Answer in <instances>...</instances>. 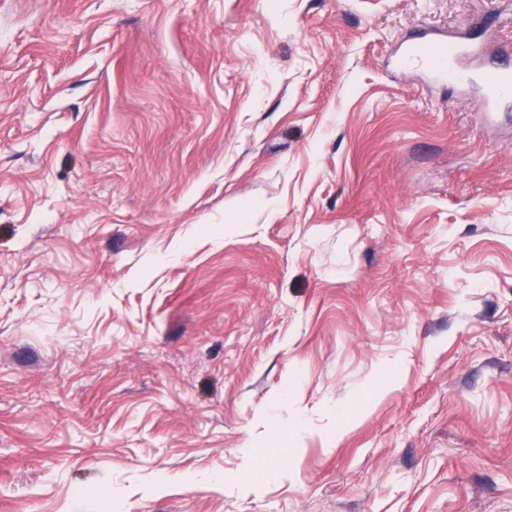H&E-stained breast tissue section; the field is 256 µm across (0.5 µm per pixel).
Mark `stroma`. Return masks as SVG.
Returning a JSON list of instances; mask_svg holds the SVG:
<instances>
[{
	"label": "stroma",
	"mask_w": 512,
	"mask_h": 512,
	"mask_svg": "<svg viewBox=\"0 0 512 512\" xmlns=\"http://www.w3.org/2000/svg\"><path fill=\"white\" fill-rule=\"evenodd\" d=\"M434 30L512 0H0V512H512V119ZM478 50L447 38H434L425 44H414L400 60L403 67H420L448 83V86L466 88L479 80L483 91V108L497 112L501 103L512 100V68L502 64L475 71L460 65L465 57L477 55Z\"/></svg>",
	"instance_id": "stroma-1"
}]
</instances>
